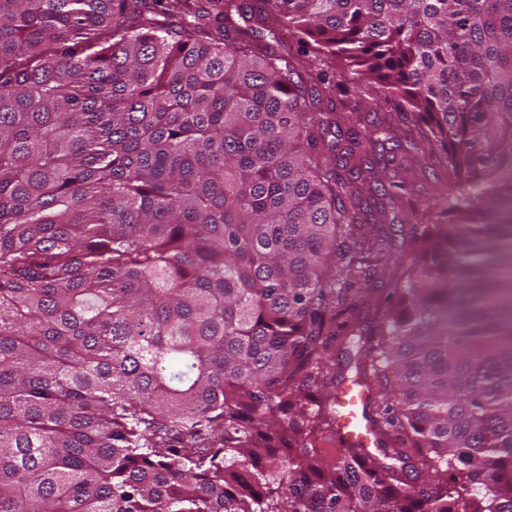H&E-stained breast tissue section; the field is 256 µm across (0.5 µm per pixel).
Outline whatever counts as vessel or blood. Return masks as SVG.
Returning <instances> with one entry per match:
<instances>
[{"mask_svg":"<svg viewBox=\"0 0 512 512\" xmlns=\"http://www.w3.org/2000/svg\"><path fill=\"white\" fill-rule=\"evenodd\" d=\"M370 390L362 383L348 382L336 391V443L345 448H375L381 437L367 410Z\"/></svg>","mask_w":512,"mask_h":512,"instance_id":"1","label":"vessel or blood"}]
</instances>
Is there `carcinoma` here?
Masks as SVG:
<instances>
[{
	"mask_svg": "<svg viewBox=\"0 0 512 512\" xmlns=\"http://www.w3.org/2000/svg\"><path fill=\"white\" fill-rule=\"evenodd\" d=\"M243 2L0 0V512H512V0ZM377 147L457 193L361 346L382 454L327 458Z\"/></svg>",
	"mask_w": 512,
	"mask_h": 512,
	"instance_id": "carcinoma-1",
	"label": "carcinoma"
}]
</instances>
